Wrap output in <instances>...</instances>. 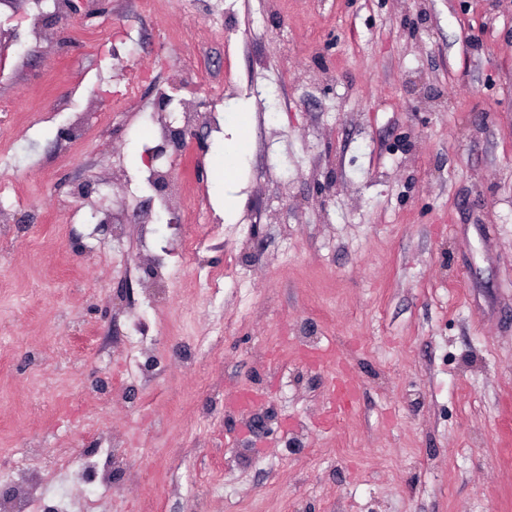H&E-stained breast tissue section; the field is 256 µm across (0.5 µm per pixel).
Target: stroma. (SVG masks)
Instances as JSON below:
<instances>
[{
  "mask_svg": "<svg viewBox=\"0 0 512 512\" xmlns=\"http://www.w3.org/2000/svg\"><path fill=\"white\" fill-rule=\"evenodd\" d=\"M118 6L67 26L50 0H0V490L32 435L55 475L41 512H512V0ZM200 14L222 39L186 37ZM185 61L246 136L229 176L223 131L175 157L212 213L174 231L140 177L154 93L122 114L112 94L139 68L178 86ZM116 200L159 223L115 232ZM137 321L139 379L105 398ZM327 346L340 369L311 363ZM341 371L357 403L332 419ZM108 432L134 449L111 486L62 469Z\"/></svg>",
  "mask_w": 512,
  "mask_h": 512,
  "instance_id": "obj_1",
  "label": "stroma"
}]
</instances>
